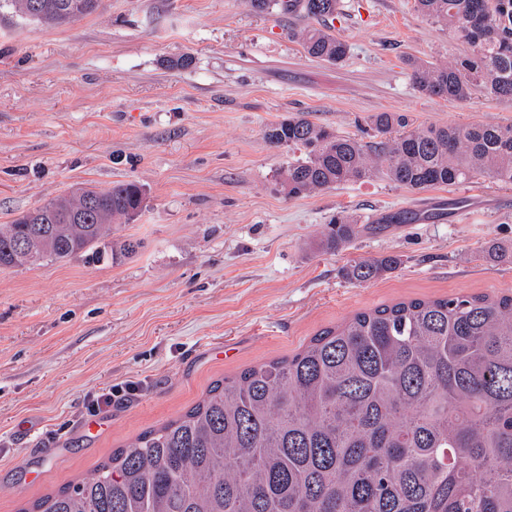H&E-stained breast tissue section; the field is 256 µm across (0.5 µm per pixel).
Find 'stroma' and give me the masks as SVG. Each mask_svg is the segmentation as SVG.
<instances>
[{
	"label": "stroma",
	"mask_w": 512,
	"mask_h": 512,
	"mask_svg": "<svg viewBox=\"0 0 512 512\" xmlns=\"http://www.w3.org/2000/svg\"><path fill=\"white\" fill-rule=\"evenodd\" d=\"M306 25L248 0H102L65 26L0 10V224L82 185L133 179L146 197L100 244L136 243L128 258L0 270V512L90 477L213 381L294 354L356 312L512 293V265L482 257L488 243L512 246V185L278 192L292 154L264 130L291 113L358 138L376 112L512 126V100L414 88L406 57L449 64L461 47L413 0H340L339 64L304 54ZM184 54L191 68L168 67ZM341 212L358 234L311 252ZM392 253L391 275H342L351 259ZM108 388L111 405L95 406Z\"/></svg>",
	"instance_id": "35a3bbf8"
}]
</instances>
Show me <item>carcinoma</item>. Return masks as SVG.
Listing matches in <instances>:
<instances>
[{
    "instance_id": "carcinoma-1",
    "label": "carcinoma",
    "mask_w": 512,
    "mask_h": 512,
    "mask_svg": "<svg viewBox=\"0 0 512 512\" xmlns=\"http://www.w3.org/2000/svg\"><path fill=\"white\" fill-rule=\"evenodd\" d=\"M260 14L300 15L306 56L339 63L349 45L329 26L338 0H249ZM464 47L449 65L410 58L414 88L463 102L512 99V0H414ZM61 26L99 0H0ZM374 140L294 113L270 124L272 147L299 152L278 173L297 198L384 179L412 191L483 176L512 184V126L415 124L407 112L369 118ZM138 182L58 196L0 224V269L92 250L142 210ZM358 220L339 214L314 244L339 250ZM485 256L512 264V249ZM396 255L358 258L352 283L394 272ZM25 512H512V296L412 299L354 314L300 351L217 380L181 416L112 451L95 475Z\"/></svg>"
}]
</instances>
